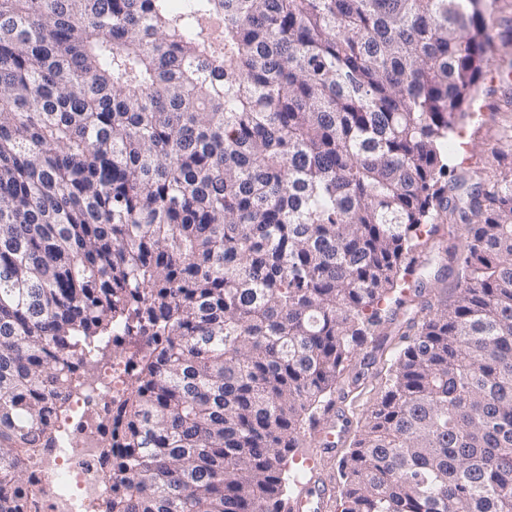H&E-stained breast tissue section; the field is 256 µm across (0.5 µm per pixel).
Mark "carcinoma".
Segmentation results:
<instances>
[{
	"instance_id": "1",
	"label": "carcinoma",
	"mask_w": 512,
	"mask_h": 512,
	"mask_svg": "<svg viewBox=\"0 0 512 512\" xmlns=\"http://www.w3.org/2000/svg\"><path fill=\"white\" fill-rule=\"evenodd\" d=\"M484 5L0 0V512L114 334L102 512H291L303 425L400 309L341 512H512V178L461 205L445 150ZM436 245L435 249L419 259L417 264L419 265L417 266L418 274L410 277L411 285L418 284L417 282L414 283L418 277V281L423 285L425 294H429V296L433 298H435V296L444 295V287L446 283L448 285V280L447 282L438 280L437 274L440 268L448 263V257H446L444 250L446 246L448 247L450 245V242L447 240L440 244L437 243Z\"/></svg>"
}]
</instances>
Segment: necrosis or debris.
Wrapping results in <instances>:
<instances>
[{"label":"necrosis or debris","mask_w":512,"mask_h":512,"mask_svg":"<svg viewBox=\"0 0 512 512\" xmlns=\"http://www.w3.org/2000/svg\"><path fill=\"white\" fill-rule=\"evenodd\" d=\"M133 387L126 355L101 363L94 380L60 407L53 445L39 449L28 469L36 497L28 512H97L113 475L102 456L112 431V409Z\"/></svg>","instance_id":"necrosis-or-debris-1"}]
</instances>
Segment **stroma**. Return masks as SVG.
Here are the masks:
<instances>
[{
	"instance_id": "stroma-1",
	"label": "stroma",
	"mask_w": 512,
	"mask_h": 512,
	"mask_svg": "<svg viewBox=\"0 0 512 512\" xmlns=\"http://www.w3.org/2000/svg\"><path fill=\"white\" fill-rule=\"evenodd\" d=\"M487 19L492 60L504 77L481 85L469 116L448 138V154L461 180L456 191L460 197L512 172V0H487ZM372 349L369 342L361 347L337 385L360 413L375 403L381 383Z\"/></svg>"
}]
</instances>
